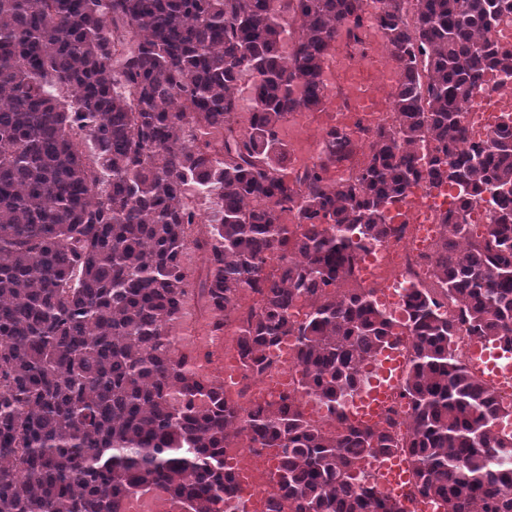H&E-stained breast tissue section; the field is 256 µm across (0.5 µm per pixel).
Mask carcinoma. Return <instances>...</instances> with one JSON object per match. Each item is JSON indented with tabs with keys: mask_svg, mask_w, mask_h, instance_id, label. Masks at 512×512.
Instances as JSON below:
<instances>
[{
	"mask_svg": "<svg viewBox=\"0 0 512 512\" xmlns=\"http://www.w3.org/2000/svg\"><path fill=\"white\" fill-rule=\"evenodd\" d=\"M511 15L512 0H0V512H118L147 486L233 512L224 449L240 438L279 450L268 512H404L355 483L392 452L446 512H512L507 407L454 349L461 331L512 348V118L476 142L462 112L488 73L512 75L493 37ZM371 25L399 70L391 118L362 140L325 128L318 161L289 169L283 124L323 111L337 44ZM419 184L465 188L433 259L460 316L407 288L399 441L342 408L394 336L356 266L403 233L390 207ZM190 186L218 192L210 223ZM488 192L475 239L467 214ZM191 293L237 324L247 379L294 338L297 395L245 404L197 380L176 354Z\"/></svg>",
	"mask_w": 512,
	"mask_h": 512,
	"instance_id": "cac0c4a2",
	"label": "carcinoma"
}]
</instances>
